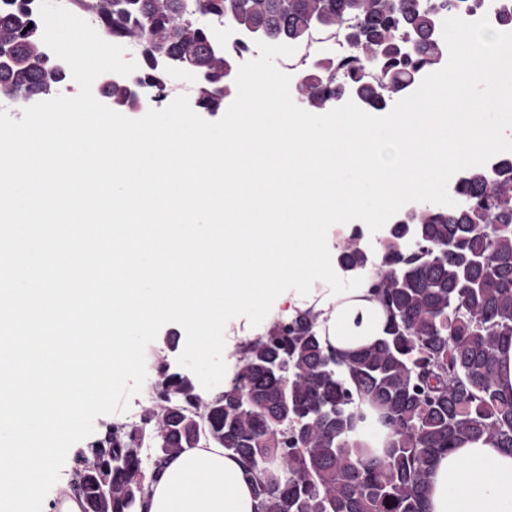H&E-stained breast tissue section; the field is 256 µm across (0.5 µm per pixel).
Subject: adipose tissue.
I'll return each instance as SVG.
<instances>
[{"instance_id": "ef3b65f1", "label": "adipose tissue", "mask_w": 512, "mask_h": 512, "mask_svg": "<svg viewBox=\"0 0 512 512\" xmlns=\"http://www.w3.org/2000/svg\"><path fill=\"white\" fill-rule=\"evenodd\" d=\"M289 308L311 312L323 338L349 354L384 334L386 313L369 280L325 294L292 296ZM148 512H255L257 501L239 461L213 442L172 458L147 480ZM430 512H512V454L484 437L443 455L426 487Z\"/></svg>"}]
</instances>
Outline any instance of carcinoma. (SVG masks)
I'll use <instances>...</instances> for the list:
<instances>
[{"instance_id": "carcinoma-1", "label": "carcinoma", "mask_w": 512, "mask_h": 512, "mask_svg": "<svg viewBox=\"0 0 512 512\" xmlns=\"http://www.w3.org/2000/svg\"><path fill=\"white\" fill-rule=\"evenodd\" d=\"M34 0H0V85L20 103L67 78L42 40ZM115 41L140 45V83L158 84L156 47L207 73L200 108L224 109L232 56L200 53L207 28L195 10L297 42L314 20L341 35L349 53L323 59L298 86L302 103L324 110L355 98L375 111L435 65L443 45L431 33L467 0H71ZM451 194L455 210L420 206L384 228L371 248L355 233L336 245L346 276L374 272L385 336L345 357L301 312L273 320L239 346L224 390L204 398L186 376L163 370V391L138 424H113L73 459L68 484L81 508L142 512L139 472L161 475L169 458L209 438L239 459L258 512H428L435 461L484 436L512 454V391L502 389L501 352L512 345V157L466 170ZM176 406L179 412H170ZM372 423L382 447L363 437ZM112 475V490L101 474Z\"/></svg>"}]
</instances>
